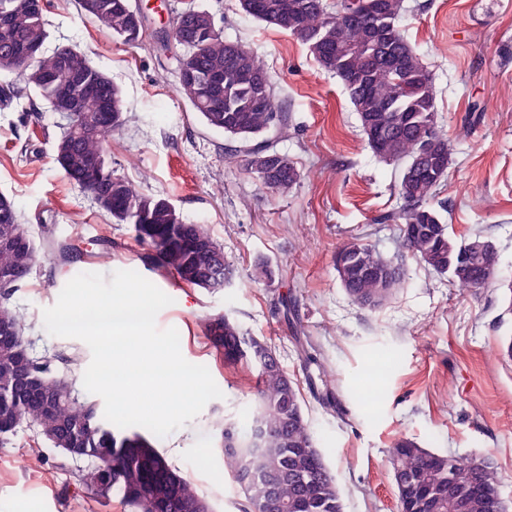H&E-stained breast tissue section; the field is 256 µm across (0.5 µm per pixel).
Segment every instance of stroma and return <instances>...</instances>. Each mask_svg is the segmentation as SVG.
<instances>
[{"label": "stroma", "instance_id": "1", "mask_svg": "<svg viewBox=\"0 0 512 512\" xmlns=\"http://www.w3.org/2000/svg\"><path fill=\"white\" fill-rule=\"evenodd\" d=\"M136 2L145 29L130 45L94 26L75 0H43L50 42L83 51L121 90L126 120L106 146L115 175L166 197L184 222L206 225L237 273L226 288L208 291L145 266L133 225L115 223L58 167L59 118L31 90L0 110V193L14 199L36 245L50 235L73 252H47L14 294L25 339L36 353H61L55 370L91 400L83 386L89 347L48 334L43 311L78 274L136 271L172 299L156 317L158 329L176 328L183 357L206 366L222 392L155 440L213 512H240L217 426L244 420L256 385L254 374L226 367L206 339L205 319L221 316L275 346L298 380L344 512H397L387 450L401 437L490 462L512 512V359L504 353L512 313L503 289L463 294L411 259L389 304L354 305L340 285L336 249L357 240L388 258L400 253L398 226L376 221L400 204L399 166L371 152L340 79L295 36L246 15L239 0H195L225 39L253 48L289 114L278 148L302 177L270 192L231 154V140L180 96L174 60L150 48L184 0ZM404 7L401 25L432 74L450 144L448 175L432 204L454 238L483 230L512 280V0H404ZM262 260L273 275L252 282L248 274ZM86 466L36 427L17 428L0 444V512H131L119 498L87 493L79 482Z\"/></svg>", "mask_w": 512, "mask_h": 512}]
</instances>
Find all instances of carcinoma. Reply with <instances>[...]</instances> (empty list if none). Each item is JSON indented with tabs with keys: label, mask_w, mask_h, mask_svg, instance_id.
<instances>
[{
	"label": "carcinoma",
	"mask_w": 512,
	"mask_h": 512,
	"mask_svg": "<svg viewBox=\"0 0 512 512\" xmlns=\"http://www.w3.org/2000/svg\"><path fill=\"white\" fill-rule=\"evenodd\" d=\"M366 13L353 22L341 20L351 11V0H240L245 14L288 31L304 42L317 62L341 80L359 114L367 144L389 162L404 163L397 185L402 205L382 215L378 223L397 224L403 255L387 259L376 249L351 242L336 251L335 262L351 255V266L340 283L356 304L376 310L407 277L409 256L432 271L446 275L460 289L478 293L497 285L490 271L500 270L497 249L466 253V245L486 239L480 231L458 242L431 205L436 187L447 176L448 137L435 113L436 90L432 77L400 27L403 0H366ZM85 18L128 44L140 41L144 22H135L131 0H77ZM187 4L174 17L179 40L170 47L177 63L194 58L202 77H224L210 91L197 90L187 98L192 109L211 129L238 143L235 157L264 187L281 192L292 187L300 171L283 154L279 165L269 164L277 141L287 132V114L279 111L270 77L254 50L242 41L227 44L220 34L206 29L208 20ZM49 33L43 12L30 0H0V71L17 82L0 88V106L10 108L26 88L33 89L53 109L57 86L53 79L78 76L92 89L83 93L71 123L80 125L105 108L125 123L119 88L92 65L81 50L64 44L47 46ZM36 51L27 62L25 55ZM267 82L270 102L256 104L260 81ZM118 128L102 135L78 130L67 166L62 171L90 195L117 224H132L147 258L179 282L212 289L218 279L230 280L234 268L224 249L203 224L182 225L183 234H169L177 213L167 198L144 195L112 174L106 143ZM118 180L126 208L101 202L112 180ZM0 193V275L16 284L30 275L39 261L27 225L20 222L13 199L3 207ZM0 291V443L16 430L17 417L29 420L54 448H68L90 462L88 471L110 472L93 483L79 482L101 497L115 495L133 512H152V499L164 501L165 512H188L186 505L201 499L193 483L142 434L116 432L102 419L97 405L81 401L66 376L43 374L27 361L30 348L23 336L21 317ZM213 349L224 364L251 370L256 377V398L249 425H221L220 447L224 468L244 497L243 512L266 502V512H344L330 468L314 445L302 408L297 380L282 366L274 347L248 336L227 317L204 324ZM397 488V512H504L500 505L497 472L484 460H463L421 448L410 438L398 439L388 450Z\"/></svg>",
	"instance_id": "obj_1"
}]
</instances>
